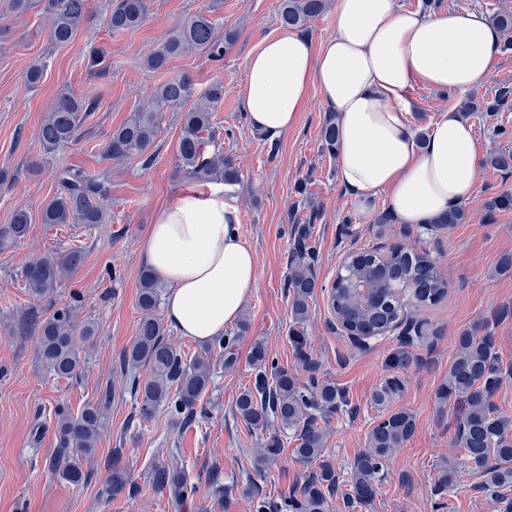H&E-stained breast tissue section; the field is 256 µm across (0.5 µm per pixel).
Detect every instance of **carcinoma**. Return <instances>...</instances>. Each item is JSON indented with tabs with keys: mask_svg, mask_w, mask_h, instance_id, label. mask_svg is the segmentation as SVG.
<instances>
[{
	"mask_svg": "<svg viewBox=\"0 0 512 512\" xmlns=\"http://www.w3.org/2000/svg\"><path fill=\"white\" fill-rule=\"evenodd\" d=\"M50 23L52 41L63 46L71 42L91 13L92 0H40ZM325 0H281L278 15L281 25L289 29L305 27L325 9ZM106 23L114 33L139 26L148 10V0H109ZM234 41L229 33L224 42L215 38V23L206 14L187 19L162 45L148 52L144 66L153 72L162 71L168 61L192 49H207L218 59ZM195 88L187 75H177L154 87L149 105L134 111L125 123L112 130L106 153L113 158L145 155L157 136L156 113L184 110L178 141L179 170L198 177L214 176L233 185L239 181L238 170L224 156L205 155L202 133L209 130L212 113L224 101V85L217 81L201 96V101L188 110L185 104ZM512 103V88H499L486 114L494 117ZM95 108L94 103L69 91L60 92L52 101L39 129V143L50 154L72 142L83 118ZM322 146L336 154V124L327 121L321 129ZM484 165L503 172L512 171V151H496L487 156ZM57 190L41 211L44 224H81L97 228L110 222L109 209L103 204L105 182L89 177L82 169L65 166L56 172ZM466 219L465 210L454 208L433 219L428 227L442 232ZM27 211L18 210L9 224L0 229V239L19 241L30 229ZM312 227L300 224L294 230V247L288 273L291 325L289 341L299 361L310 367L306 352L307 326L311 303L318 291H327L328 304L342 331L348 334L368 332L384 337L398 328L408 341L389 354L387 366L404 372L418 363L414 348L430 347L441 337L431 323L408 321V308L435 306L448 295V281L437 272V263L430 253L393 246L353 253L345 259L346 269L330 286L318 283L314 271V250L308 244ZM85 261L80 248L50 255L28 263L24 278L29 291L38 298L51 296L62 278L77 272ZM160 286L149 269L142 271L137 304L142 316L133 341L123 353V362L134 374L133 386L142 417L150 418L162 406L173 405L189 422L195 406L211 384L210 354L184 359L165 340L166 329L155 315ZM27 322L38 330L37 356L46 370L64 379H71L81 369L80 347L76 343V322L68 309L59 310L40 320L34 313ZM263 343L253 347L252 362L256 368L253 385L236 398L235 411L246 427L264 433L275 427L278 432L265 440L262 456L276 459L283 452L280 433L291 432L297 442L292 457L314 468L309 478L294 487L283 501L288 512H331V495L339 484L349 487L346 504L358 507L376 496L380 475L386 462L404 446L415 431V419L405 410L387 411L374 420L366 434V449L341 478L326 455V433L318 421L344 411V393L329 380L314 375L303 380L297 374L266 363ZM145 368L142 378L137 372ZM512 367L502 365L496 350L495 337L484 325L478 330H463L456 336L453 359L448 376L439 387L440 405L454 398L464 403L463 414L456 420L453 445L463 450L470 467L481 481V489L492 499L512 488V416L499 411L493 398ZM403 388V379L394 375L384 380L373 394V402L387 406ZM112 387L100 391L96 402L86 403L76 414H61L57 420L58 452L52 468L58 480L73 486L88 482L85 463L94 457L102 432L109 422ZM155 485L180 496L188 492L182 462L171 454L169 463L158 467Z\"/></svg>",
	"mask_w": 512,
	"mask_h": 512,
	"instance_id": "1",
	"label": "carcinoma"
}]
</instances>
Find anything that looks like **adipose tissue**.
I'll return each instance as SVG.
<instances>
[{"label": "adipose tissue", "instance_id": "1", "mask_svg": "<svg viewBox=\"0 0 512 512\" xmlns=\"http://www.w3.org/2000/svg\"><path fill=\"white\" fill-rule=\"evenodd\" d=\"M334 25L316 44L288 28L263 41L242 90L250 126L287 133L317 88L336 114L339 184L363 214L381 192L389 212L416 226L466 203L478 163L469 120L452 107L418 137L409 91L422 83L457 93L482 80L500 56L497 26L478 11L437 14L395 0H338ZM141 250L168 284L165 314L185 336L221 335L257 284L256 254L223 187L183 188L158 210Z\"/></svg>", "mask_w": 512, "mask_h": 512}]
</instances>
